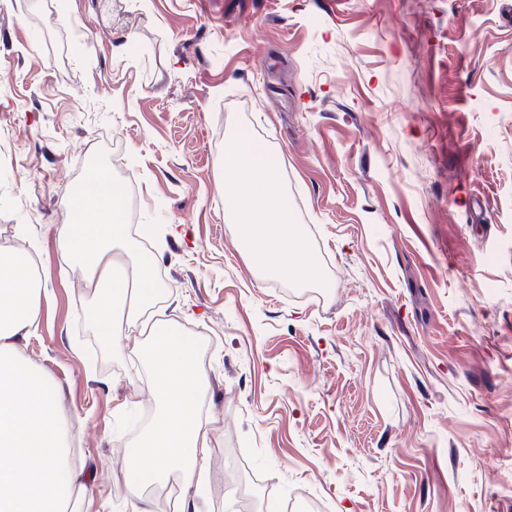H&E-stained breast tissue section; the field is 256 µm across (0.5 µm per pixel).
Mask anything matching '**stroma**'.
Instances as JSON below:
<instances>
[{
  "instance_id": "35a3bbf8",
  "label": "stroma",
  "mask_w": 512,
  "mask_h": 512,
  "mask_svg": "<svg viewBox=\"0 0 512 512\" xmlns=\"http://www.w3.org/2000/svg\"><path fill=\"white\" fill-rule=\"evenodd\" d=\"M277 166L318 281L252 266L225 140ZM123 149L159 319L208 346L200 512H512V0H0V246L36 258L17 351L64 389L89 512H130L151 370L88 321L57 236Z\"/></svg>"
}]
</instances>
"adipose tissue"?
<instances>
[{
    "mask_svg": "<svg viewBox=\"0 0 512 512\" xmlns=\"http://www.w3.org/2000/svg\"><path fill=\"white\" fill-rule=\"evenodd\" d=\"M219 173L253 261L275 275L316 279L318 269L265 153L234 135L224 145ZM108 200L104 208L71 201V221L57 231L67 256L84 271L96 300L90 323L106 345L121 338L123 324H137L159 295L152 263L126 242L118 185H111ZM32 271L23 245L0 247V512H88L61 389L17 353L18 339L39 320L41 287ZM131 351L147 358L158 414L129 450L130 468H148L156 479L175 472L187 483L204 481L210 429L200 416L206 380L196 349L178 327L163 325L144 331Z\"/></svg>",
    "mask_w": 512,
    "mask_h": 512,
    "instance_id": "1",
    "label": "adipose tissue"
}]
</instances>
